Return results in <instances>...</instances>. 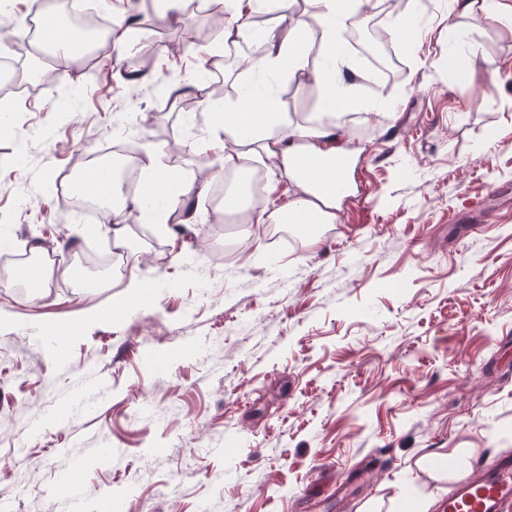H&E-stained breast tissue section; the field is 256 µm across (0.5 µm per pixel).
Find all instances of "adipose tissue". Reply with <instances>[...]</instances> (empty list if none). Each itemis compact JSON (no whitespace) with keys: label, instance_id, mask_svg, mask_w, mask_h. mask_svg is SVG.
Here are the masks:
<instances>
[{"label":"adipose tissue","instance_id":"1","mask_svg":"<svg viewBox=\"0 0 512 512\" xmlns=\"http://www.w3.org/2000/svg\"><path fill=\"white\" fill-rule=\"evenodd\" d=\"M269 0H225V13L219 17V39L216 48L229 42L245 39L246 24L240 18L244 10H257ZM316 21L320 23V53L325 66L312 71L310 78L317 85L331 89L321 108L334 111L351 99L358 86L356 74L347 70L348 62L340 42V29L346 19L367 7L370 0H306ZM307 23L303 16L290 17L285 29L269 30L259 56L248 62L250 69L263 73L289 71L297 73L305 65L308 43ZM217 118L210 130V140L222 168L243 171L252 164L270 163L281 168L292 183L287 204L268 209L265 203H253V219L258 224H332L336 221V199L318 194L308 176L299 169L304 156L310 152H323L335 157L336 127L314 117L307 123L291 125L276 111L272 94L261 92L247 102L217 108ZM163 149L152 151L149 173L143 191L134 198L124 197L120 185L103 173L85 177L82 185L94 196L106 197L114 203V221L110 226L112 239L125 244L127 220L132 212H144L147 204L156 199L168 201L183 210V223L197 221L196 202L208 196L210 185L191 181L172 190L164 164Z\"/></svg>","mask_w":512,"mask_h":512}]
</instances>
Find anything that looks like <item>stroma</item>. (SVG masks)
Listing matches in <instances>:
<instances>
[{
	"label": "stroma",
	"instance_id": "stroma-1",
	"mask_svg": "<svg viewBox=\"0 0 512 512\" xmlns=\"http://www.w3.org/2000/svg\"><path fill=\"white\" fill-rule=\"evenodd\" d=\"M397 7L419 51L390 40L392 83L347 55L362 80L336 125L363 170L335 223L305 225L295 248L205 201L180 234L130 218L127 269L148 289L127 305V277L98 287L99 266L72 287L112 235L61 206L60 186L121 133L145 151L167 129L169 174L214 182L209 114L154 98L199 95L182 33L212 44L215 18L168 23L161 44L140 29L102 59L107 81L79 62L36 77L39 52L18 58L35 90L0 104V256L38 241L60 274L36 295L0 283V504L62 512L59 449L76 434L101 451L82 471L87 512H438L461 473L430 455L463 448L475 468L512 455V26L449 0H372L352 23L387 28ZM149 49L150 72L128 81ZM259 80L293 87L290 123L317 112L305 77ZM89 367L108 392L59 424Z\"/></svg>",
	"mask_w": 512,
	"mask_h": 512
}]
</instances>
